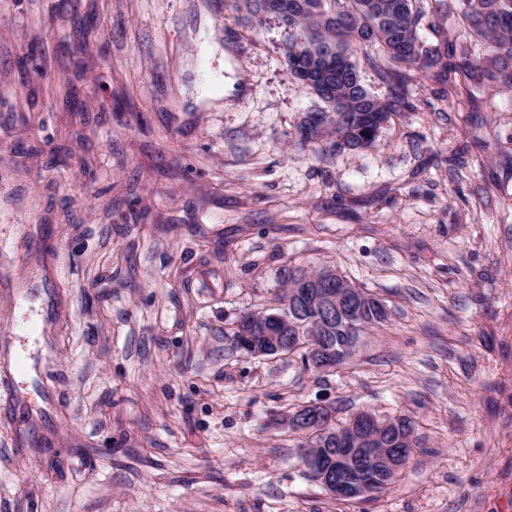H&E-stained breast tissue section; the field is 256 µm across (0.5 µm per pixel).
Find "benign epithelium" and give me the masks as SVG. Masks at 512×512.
Wrapping results in <instances>:
<instances>
[{
	"instance_id": "benign-epithelium-1",
	"label": "benign epithelium",
	"mask_w": 512,
	"mask_h": 512,
	"mask_svg": "<svg viewBox=\"0 0 512 512\" xmlns=\"http://www.w3.org/2000/svg\"><path fill=\"white\" fill-rule=\"evenodd\" d=\"M337 275L325 273L321 278L303 277L298 280L293 295L300 290L317 286L315 302L323 318L313 322L299 323L276 314L271 320L278 326L270 329L266 320L245 318L237 322V330L243 337L261 331L267 334L272 345L286 340L284 334L293 328L307 335L308 362L319 371H330L338 366L342 350L333 347L324 336L326 324L333 319L357 328L365 320L368 311L386 314L383 304L375 301L357 288L342 284L333 286ZM284 425L295 432L314 429L325 431L336 428L335 452L311 454L306 469L314 479L333 497L357 498L381 489L391 474L401 469L413 453V430L406 418L383 421L368 411H359L344 423H336V407L330 403L317 402L305 405L284 419Z\"/></svg>"
}]
</instances>
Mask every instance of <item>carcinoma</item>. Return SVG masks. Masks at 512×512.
I'll list each match as a JSON object with an SVG mask.
<instances>
[{"instance_id":"obj_1","label":"carcinoma","mask_w":512,"mask_h":512,"mask_svg":"<svg viewBox=\"0 0 512 512\" xmlns=\"http://www.w3.org/2000/svg\"><path fill=\"white\" fill-rule=\"evenodd\" d=\"M288 15L280 14L277 0H234L253 15L271 14L288 29L285 50L288 70L313 94L318 85L335 90L324 97V110L306 117L300 125L297 145L311 144L325 152L338 148L366 149L379 137L363 126L372 119L391 116L409 106V71L418 69L429 78L448 83L458 75L468 84L512 89V0H435V11L457 13L465 30L490 50L496 64L486 66L458 42L459 35L443 28L435 43L420 35L424 14L415 0H288ZM355 44H377L383 54L374 61L379 77L389 83L392 96L374 100L373 112H362L372 95L359 79L352 56ZM295 284L288 275L278 306L249 316L265 318L289 310L288 298Z\"/></svg>"}]
</instances>
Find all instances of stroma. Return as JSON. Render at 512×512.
<instances>
[{
	"instance_id": "35a3bbf8",
	"label": "stroma",
	"mask_w": 512,
	"mask_h": 512,
	"mask_svg": "<svg viewBox=\"0 0 512 512\" xmlns=\"http://www.w3.org/2000/svg\"><path fill=\"white\" fill-rule=\"evenodd\" d=\"M71 3L0 0V512H512V89L415 71L376 145L302 150L274 16ZM320 267L389 308L353 358L239 349ZM321 398L413 420L375 498L277 426Z\"/></svg>"
}]
</instances>
